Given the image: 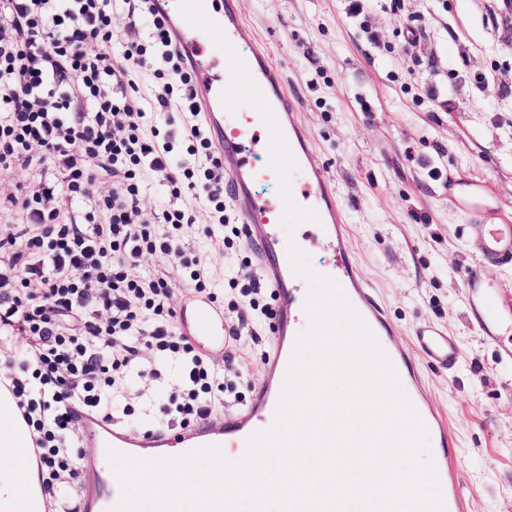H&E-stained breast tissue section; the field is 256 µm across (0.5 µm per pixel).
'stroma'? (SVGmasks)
I'll return each instance as SVG.
<instances>
[{
    "mask_svg": "<svg viewBox=\"0 0 512 512\" xmlns=\"http://www.w3.org/2000/svg\"><path fill=\"white\" fill-rule=\"evenodd\" d=\"M246 41L279 69L316 157L339 197L360 272L398 339L434 324L461 361L420 366L433 408L456 437L472 512H512V362L483 341L467 311L462 273L481 258L466 226L469 202L512 221V5L506 0H237ZM214 271L256 274L246 236L209 252ZM251 331L216 362L224 411L245 407L263 382L276 320L248 311ZM168 384L132 381L114 401L125 427L156 428Z\"/></svg>",
    "mask_w": 512,
    "mask_h": 512,
    "instance_id": "stroma-1",
    "label": "stroma"
}]
</instances>
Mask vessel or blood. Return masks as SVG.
Masks as SVG:
<instances>
[{"instance_id": "obj_1", "label": "vessel or blood", "mask_w": 512, "mask_h": 512, "mask_svg": "<svg viewBox=\"0 0 512 512\" xmlns=\"http://www.w3.org/2000/svg\"><path fill=\"white\" fill-rule=\"evenodd\" d=\"M159 15L170 25L176 49L192 71L196 102L200 107L213 146L224 161L230 195L245 223L255 225L249 239L259 267V278L280 302L278 342L265 362V380L256 391L245 414L217 423L202 420L182 429L152 432L136 437L123 426L96 414L78 412L81 440L100 453L113 450L137 460L162 455L165 449L181 448L192 452L205 446H223L233 440L239 452H246L251 437L268 433L281 424L279 401L288 374L297 339L311 325L307 309L308 290L294 273L288 242L280 232L284 204H277L258 194L255 185L266 176L258 165V153L268 150V142L259 138L267 125L259 110L236 107L227 110L222 94L231 83L230 72L220 66L222 50L203 30L194 27L181 13L179 0H154ZM210 20L223 31L232 48H239L244 25L236 0H203ZM251 78L274 114L295 166L290 173V193L294 205L314 211L318 220L315 235L326 241L336 255L333 265L320 269L321 277L334 281L353 309L362 317L378 346L385 353L408 395L413 410L429 427L433 453L439 462L438 486L445 512H470L469 495L458 479L455 440L443 417L424 400L421 378L411 356L392 340L387 321L375 306L351 254V245L339 222V199L322 166L315 157L313 142L300 116L299 103L289 100L280 72L266 55L252 50L243 55ZM469 233L480 239L483 263L464 273L467 304L471 319L484 341L498 345L501 358L512 361V344L502 342L503 307L485 280V263H512V225L474 218ZM184 333L201 342L204 353L223 349L228 342L223 312L204 299L185 305L180 315ZM419 354L425 360L452 367L458 351L453 339L433 326L418 331ZM127 470L92 468L80 476L78 512H115L124 500Z\"/></svg>"}]
</instances>
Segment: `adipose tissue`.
Here are the masks:
<instances>
[{
  "instance_id": "obj_1",
  "label": "adipose tissue",
  "mask_w": 512,
  "mask_h": 512,
  "mask_svg": "<svg viewBox=\"0 0 512 512\" xmlns=\"http://www.w3.org/2000/svg\"><path fill=\"white\" fill-rule=\"evenodd\" d=\"M18 409L14 400L0 402V512H13L31 483L27 450L31 429L15 432Z\"/></svg>"
}]
</instances>
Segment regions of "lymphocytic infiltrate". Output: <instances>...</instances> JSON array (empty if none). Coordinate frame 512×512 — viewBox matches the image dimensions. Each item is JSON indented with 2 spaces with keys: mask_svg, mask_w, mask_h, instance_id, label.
Returning <instances> with one entry per match:
<instances>
[{
  "mask_svg": "<svg viewBox=\"0 0 512 512\" xmlns=\"http://www.w3.org/2000/svg\"><path fill=\"white\" fill-rule=\"evenodd\" d=\"M145 16L146 43L112 51V13ZM162 59L153 106L144 109L140 69ZM166 113L159 130L152 112ZM37 177L0 192V341L25 337L30 377H11L16 406L33 428L48 502L76 512L62 490L77 479L71 454L76 409L112 419L103 401L116 379H159L168 362L180 388L160 406L180 427L217 417L224 371L185 336L172 299L210 293V267L189 253L193 208L145 210L153 178L174 197H203L214 249L229 240L224 162L198 111L194 84L153 0H0V174ZM112 188L97 191L100 172ZM178 256L189 275L174 290L165 266ZM156 258L150 273L144 259Z\"/></svg>",
  "mask_w": 512,
  "mask_h": 512,
  "instance_id": "obj_1",
  "label": "lymphocytic infiltrate"
}]
</instances>
